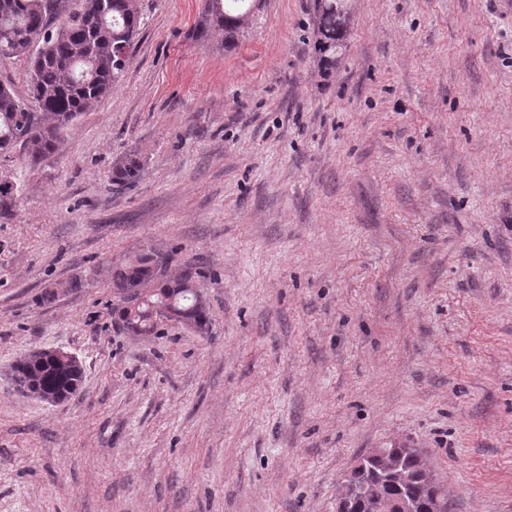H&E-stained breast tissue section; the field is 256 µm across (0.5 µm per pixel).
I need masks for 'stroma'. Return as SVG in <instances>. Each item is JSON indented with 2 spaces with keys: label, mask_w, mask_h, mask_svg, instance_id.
Here are the masks:
<instances>
[{
  "label": "stroma",
  "mask_w": 512,
  "mask_h": 512,
  "mask_svg": "<svg viewBox=\"0 0 512 512\" xmlns=\"http://www.w3.org/2000/svg\"><path fill=\"white\" fill-rule=\"evenodd\" d=\"M313 3L228 47L202 0H138L111 95L0 157V512H335L397 442L452 512H512V0H349L329 70ZM148 251L208 334L112 321ZM40 348L83 366L64 403L11 379ZM140 168V159L135 153H129L112 168V183L119 188L133 184L138 179Z\"/></svg>",
  "instance_id": "obj_1"
}]
</instances>
